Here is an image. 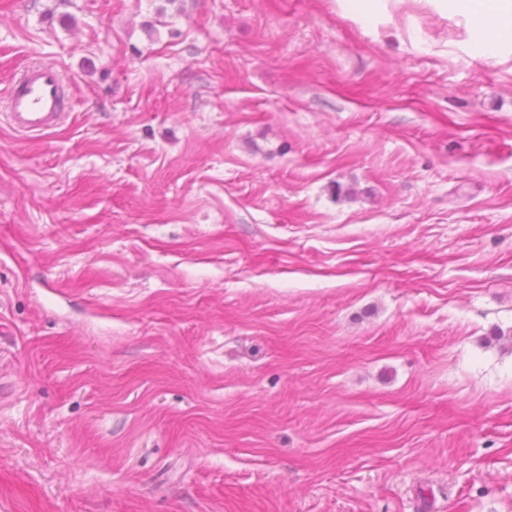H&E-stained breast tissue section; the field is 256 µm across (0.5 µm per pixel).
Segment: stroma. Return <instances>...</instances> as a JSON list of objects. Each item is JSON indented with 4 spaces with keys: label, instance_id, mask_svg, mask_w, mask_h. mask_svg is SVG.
Listing matches in <instances>:
<instances>
[{
    "label": "stroma",
    "instance_id": "obj_1",
    "mask_svg": "<svg viewBox=\"0 0 512 512\" xmlns=\"http://www.w3.org/2000/svg\"><path fill=\"white\" fill-rule=\"evenodd\" d=\"M0 512H512V40L444 0H0ZM7 118L15 131L43 133L65 117L68 101L59 70L49 64L28 67L6 92Z\"/></svg>",
    "mask_w": 512,
    "mask_h": 512
}]
</instances>
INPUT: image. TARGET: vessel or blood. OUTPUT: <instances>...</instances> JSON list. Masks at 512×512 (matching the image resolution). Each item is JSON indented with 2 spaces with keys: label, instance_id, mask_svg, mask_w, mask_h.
<instances>
[{
  "label": "vessel or blood",
  "instance_id": "obj_1",
  "mask_svg": "<svg viewBox=\"0 0 512 512\" xmlns=\"http://www.w3.org/2000/svg\"><path fill=\"white\" fill-rule=\"evenodd\" d=\"M7 118L15 131L43 133L65 117L68 102L59 70L49 64L28 67L6 92Z\"/></svg>",
  "mask_w": 512,
  "mask_h": 512
}]
</instances>
